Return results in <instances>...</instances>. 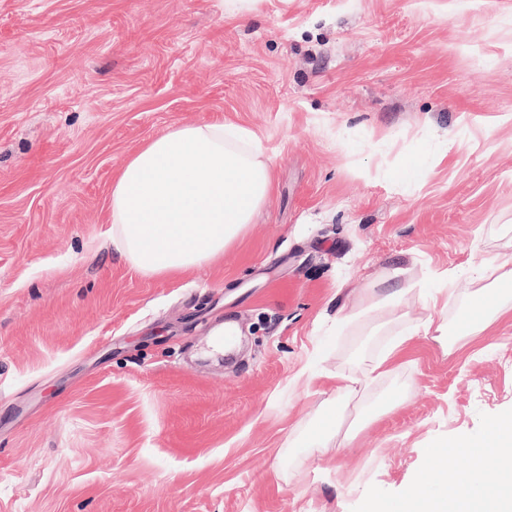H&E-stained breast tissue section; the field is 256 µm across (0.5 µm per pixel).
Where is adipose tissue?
<instances>
[{
    "mask_svg": "<svg viewBox=\"0 0 512 512\" xmlns=\"http://www.w3.org/2000/svg\"><path fill=\"white\" fill-rule=\"evenodd\" d=\"M273 186L272 164L253 132L216 120L174 127L150 139L112 182L110 241L147 278L170 277L222 257L242 236ZM452 325H438L448 347L465 346L512 314V268L486 267ZM409 353L393 344L363 378L304 376L339 399L367 388ZM400 512H512V411L475 435L436 441L427 471L400 499Z\"/></svg>",
    "mask_w": 512,
    "mask_h": 512,
    "instance_id": "adipose-tissue-1",
    "label": "adipose tissue"
}]
</instances>
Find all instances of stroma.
<instances>
[{"label": "stroma", "instance_id": "obj_1", "mask_svg": "<svg viewBox=\"0 0 512 512\" xmlns=\"http://www.w3.org/2000/svg\"><path fill=\"white\" fill-rule=\"evenodd\" d=\"M0 0V512H363L512 410V321L411 354L307 448L332 393L468 266L512 258V0ZM253 131L274 189L221 260L141 277L112 178L172 127ZM438 158L421 179L405 160ZM391 311L367 294L395 268ZM454 289L446 309L421 289ZM234 322V356H203ZM337 411L326 415L316 421L313 426L312 437L306 446L311 448H329L330 442L336 437Z\"/></svg>", "mask_w": 512, "mask_h": 512}]
</instances>
